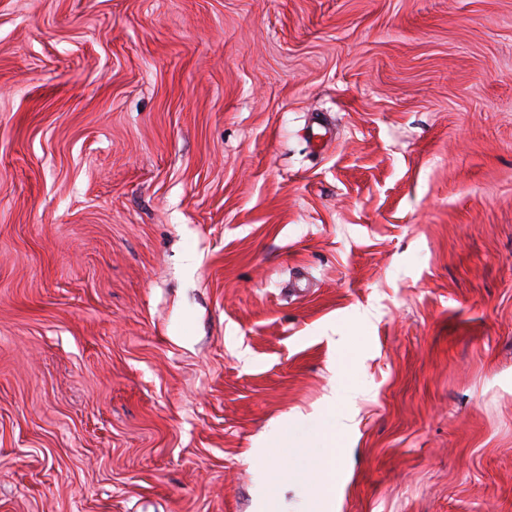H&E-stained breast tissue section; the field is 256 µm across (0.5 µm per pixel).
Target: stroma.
Here are the masks:
<instances>
[{
    "mask_svg": "<svg viewBox=\"0 0 512 512\" xmlns=\"http://www.w3.org/2000/svg\"><path fill=\"white\" fill-rule=\"evenodd\" d=\"M289 440L512 512V0H0V512H267Z\"/></svg>",
    "mask_w": 512,
    "mask_h": 512,
    "instance_id": "obj_1",
    "label": "stroma"
}]
</instances>
